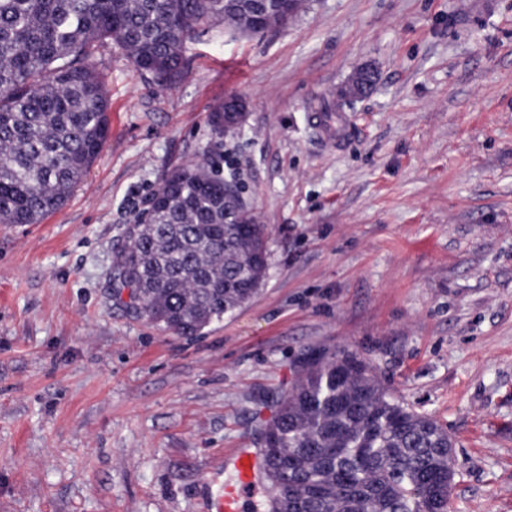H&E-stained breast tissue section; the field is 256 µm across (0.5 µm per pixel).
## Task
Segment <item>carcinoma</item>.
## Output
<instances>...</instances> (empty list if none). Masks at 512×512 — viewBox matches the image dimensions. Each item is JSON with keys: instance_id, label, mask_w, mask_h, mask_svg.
I'll return each instance as SVG.
<instances>
[{"instance_id": "carcinoma-1", "label": "carcinoma", "mask_w": 512, "mask_h": 512, "mask_svg": "<svg viewBox=\"0 0 512 512\" xmlns=\"http://www.w3.org/2000/svg\"><path fill=\"white\" fill-rule=\"evenodd\" d=\"M258 0H0V224H37L62 207L109 132L93 56L110 43L163 85L183 70L186 34L222 20L257 29ZM152 224H128L116 294L192 337L258 292L266 225L224 222V180L203 162L168 172ZM270 512H451L453 440L395 397L355 354L320 356L262 433Z\"/></svg>"}]
</instances>
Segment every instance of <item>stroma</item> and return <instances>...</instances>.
I'll return each mask as SVG.
<instances>
[{
	"label": "stroma",
	"instance_id": "obj_1",
	"mask_svg": "<svg viewBox=\"0 0 512 512\" xmlns=\"http://www.w3.org/2000/svg\"><path fill=\"white\" fill-rule=\"evenodd\" d=\"M304 0L221 21L162 87L95 54L107 141L62 208L0 224V512H211L310 359L350 352L455 441L453 512H512V0ZM375 83L322 149L309 115ZM247 107L236 133L213 108ZM206 160L269 229L247 304L180 338L114 296L122 231Z\"/></svg>",
	"mask_w": 512,
	"mask_h": 512
}]
</instances>
